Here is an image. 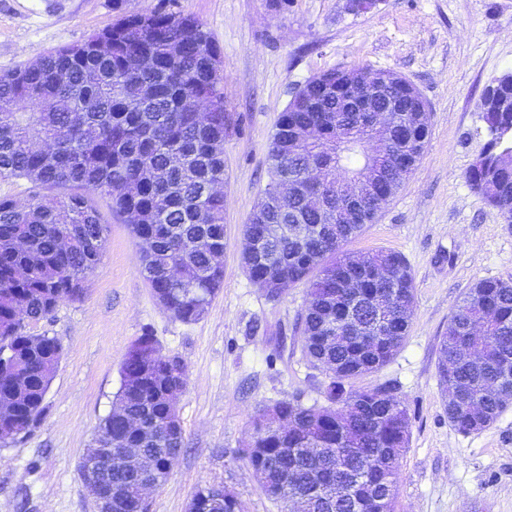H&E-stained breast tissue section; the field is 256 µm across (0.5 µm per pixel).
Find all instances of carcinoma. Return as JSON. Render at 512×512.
<instances>
[{"instance_id":"1","label":"carcinoma","mask_w":512,"mask_h":512,"mask_svg":"<svg viewBox=\"0 0 512 512\" xmlns=\"http://www.w3.org/2000/svg\"><path fill=\"white\" fill-rule=\"evenodd\" d=\"M108 44L97 47L101 34ZM81 46L54 50L23 69L0 74V178L24 179L60 195L32 198L22 205L0 197V402L12 413L0 419V440L13 443L40 422L51 382L47 365L60 362L58 339L34 334L29 325L48 318L64 301L82 296L86 274L107 243L106 213L94 195L107 199L109 212L134 213L135 238L150 241L140 252L141 273L151 289L165 296L166 309L184 323L197 321L224 280V195L212 186L224 180V139L235 124L224 109V75L217 47L196 19L175 13L122 15ZM343 71L312 77L281 113L268 146L271 181L285 171L301 173L309 164L324 177L307 184L330 214H347L350 173L374 158L383 186L400 188L430 136L429 127H411L387 138L378 156L360 112L336 109ZM399 113L413 110L418 98L405 81L387 95ZM512 101V80L484 90L487 141L467 173L470 186L512 224V142L494 137L512 131V110L491 103ZM207 101L204 111L197 104ZM320 138L305 137L308 129ZM184 159L179 169L174 156ZM288 199V211L301 224L317 228L300 241L275 237L271 260L242 268L250 281L277 290L307 286L301 315L304 349L329 382L324 403H278L292 428L265 435V415L254 421L241 457L259 474L266 496L302 512H401L398 480L409 444L407 408L387 385L356 388L351 380L386 365L402 348L414 305L413 278L406 259L379 250L358 259L343 246L363 229L338 224L304 203ZM282 223L269 210L251 225L260 238ZM72 242L64 248L59 235ZM27 243L20 249L17 241ZM180 267L186 282L170 281ZM385 267L389 278L370 272ZM367 324L349 329L352 313ZM480 349L473 360L459 356L464 340ZM120 369L115 399L127 418L139 421L132 432L109 414L98 424L96 444L112 434V485L127 489L119 512H137L131 493L141 475L127 464L141 449L152 469L168 474L185 445L171 432L170 410L162 395L183 390L181 359L161 353L151 336H141ZM439 380L449 400L448 422L471 434L491 426L512 406V282L476 281L460 299L441 340ZM341 489L334 499L332 492ZM206 512H241L229 490Z\"/></svg>"}]
</instances>
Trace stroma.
Returning <instances> with one entry per match:
<instances>
[{
  "mask_svg": "<svg viewBox=\"0 0 512 512\" xmlns=\"http://www.w3.org/2000/svg\"><path fill=\"white\" fill-rule=\"evenodd\" d=\"M197 18L220 51L224 104V282L204 316L175 319L140 270L125 216H110L106 249L83 296L33 327L60 340L46 411L23 439L0 447V512H97L79 465L120 388L135 340L153 336L185 364L177 411L186 446L148 512H186L199 487L233 489L246 512H280L239 458L253 418L278 402L322 401L327 379L302 351L306 288L268 299L240 263L242 230L269 183L267 146L283 109L314 75L355 65L409 81L428 106L430 137L409 179L348 251L401 253L415 303L405 344L357 386L393 385L410 417L399 478L403 512H512V408L474 433L448 422L440 340L479 279L512 281V224L466 180L486 140L485 87L512 73V0H0V74L83 42L124 13Z\"/></svg>",
  "mask_w": 512,
  "mask_h": 512,
  "instance_id": "stroma-1",
  "label": "stroma"
}]
</instances>
